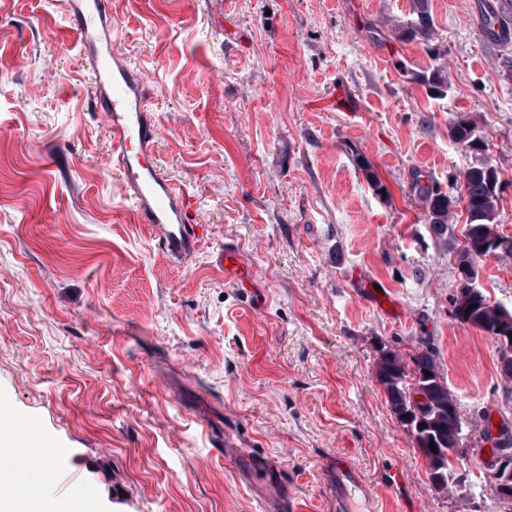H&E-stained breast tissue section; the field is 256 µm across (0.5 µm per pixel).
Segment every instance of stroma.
I'll return each instance as SVG.
<instances>
[{"mask_svg": "<svg viewBox=\"0 0 512 512\" xmlns=\"http://www.w3.org/2000/svg\"><path fill=\"white\" fill-rule=\"evenodd\" d=\"M431 7L422 42L392 29L411 0H111L113 48L157 73V164L206 227L177 266L127 208L68 22L0 0V396L36 429L17 456L43 434L74 451L48 484L16 471L27 512H276L227 443L274 461L297 512H334L339 458L379 512H512L484 475L485 419L512 426L498 347L452 315L467 213L437 235L414 189L459 196L488 163L512 236V39L486 30L512 29V0ZM436 65L441 96L408 77ZM476 284L512 311V257L483 259ZM383 347L433 349L465 487H433L374 378Z\"/></svg>", "mask_w": 512, "mask_h": 512, "instance_id": "35a3bbf8", "label": "stroma"}]
</instances>
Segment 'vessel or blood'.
I'll return each instance as SVG.
<instances>
[{
	"label": "vessel or blood",
	"instance_id": "1",
	"mask_svg": "<svg viewBox=\"0 0 512 512\" xmlns=\"http://www.w3.org/2000/svg\"><path fill=\"white\" fill-rule=\"evenodd\" d=\"M107 12L108 0H87L69 17L93 72L94 104L108 119L112 155L134 220L170 262L185 263L200 251L204 227L190 220V195L151 160L157 127L148 115L147 85L155 73L131 66L113 51L112 29L104 24ZM228 459L236 469L250 468L255 476L269 469L268 461L248 451H234ZM330 478L338 512H356L369 502L358 471L345 461H336Z\"/></svg>",
	"mask_w": 512,
	"mask_h": 512
}]
</instances>
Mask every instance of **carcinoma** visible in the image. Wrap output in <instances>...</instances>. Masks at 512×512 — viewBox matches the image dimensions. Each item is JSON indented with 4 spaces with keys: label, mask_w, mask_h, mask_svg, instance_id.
<instances>
[{
    "label": "carcinoma",
    "mask_w": 512,
    "mask_h": 512,
    "mask_svg": "<svg viewBox=\"0 0 512 512\" xmlns=\"http://www.w3.org/2000/svg\"><path fill=\"white\" fill-rule=\"evenodd\" d=\"M435 30L428 0H414L412 18L402 27L401 36L429 41ZM461 184L462 194L456 199L434 187L418 186V195L424 204L428 223L432 224L435 232L445 233L455 208L462 203L467 213L465 237L476 240L495 234L497 221L488 219V216L497 213L499 197L497 190L489 184L482 164L467 169L463 173ZM375 370L387 378L382 387L393 415L408 414L412 417L410 434L416 433L422 440L429 439L437 432L447 439L465 437L460 411L456 410L451 414L446 411L438 412L439 405L448 401V388L430 386L428 400L418 404L410 398L413 385L427 384V380L421 378L424 372L440 371L432 350L417 354L409 362L396 351L382 350L376 358ZM420 423L426 424V427L418 430L416 425Z\"/></svg>",
    "instance_id": "1"
}]
</instances>
